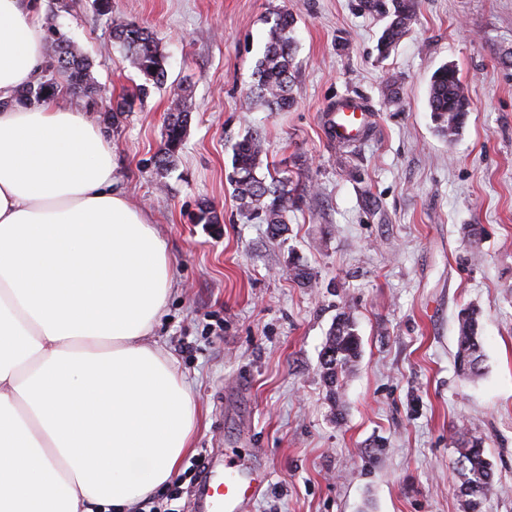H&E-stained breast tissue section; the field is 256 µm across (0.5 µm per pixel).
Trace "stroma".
Returning <instances> with one entry per match:
<instances>
[{
  "label": "stroma",
  "mask_w": 512,
  "mask_h": 512,
  "mask_svg": "<svg viewBox=\"0 0 512 512\" xmlns=\"http://www.w3.org/2000/svg\"><path fill=\"white\" fill-rule=\"evenodd\" d=\"M56 25L88 58L99 93L60 95L101 122L115 176L147 210L173 259L174 289L154 338L184 374L205 418L192 455L165 488L174 512H195L196 455L261 460L267 472L243 512H465L452 439L481 438L496 490L483 512H512V0H418L387 57L386 17L361 0H71ZM297 20L294 106L271 112L250 94L270 18ZM161 40L162 88L118 124L109 101L140 82L112 40V19ZM453 64L469 100L454 139L428 108L429 80ZM191 113L165 176L150 163L167 106ZM373 114L346 148L327 131L338 98ZM266 138L262 168L288 172L303 200L288 229L240 213L229 182L232 147ZM219 216L195 220L199 205ZM298 262L313 274L288 276ZM483 313V372H456L457 314ZM351 312L361 356L328 397L320 351Z\"/></svg>",
  "instance_id": "obj_1"
}]
</instances>
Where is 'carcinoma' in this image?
Masks as SVG:
<instances>
[{
  "label": "carcinoma",
  "mask_w": 512,
  "mask_h": 512,
  "mask_svg": "<svg viewBox=\"0 0 512 512\" xmlns=\"http://www.w3.org/2000/svg\"><path fill=\"white\" fill-rule=\"evenodd\" d=\"M390 2L391 20L378 45L382 55L406 33L417 9V0ZM294 28L295 18L288 7L274 12L264 52L254 70L251 95L272 112L286 110L294 104ZM50 33L56 45V56L46 68L47 75L19 93L17 102L20 104L32 105L64 92L85 96L96 93L91 82L90 64L73 41L56 28ZM112 39L130 55L142 77L143 83L138 87L140 96H146L150 87H161L166 83L164 56L153 32L135 22L114 20ZM428 105L438 131L449 139L457 136L465 123L469 102L456 68L450 69L445 63L433 72ZM131 108L132 102L122 97L105 109L106 120L115 123ZM188 119L189 112L183 100L174 97L168 108L165 140L154 157L156 172L162 174L174 166ZM265 152V139L261 133L255 131L243 136L233 147V171L229 180L239 211L259 217L271 229V236L276 237L286 229L289 209L296 206L302 197L294 195L296 188L288 175L278 173L269 180L257 175ZM480 319V311L474 307L464 308L458 315L456 359L458 370L465 379H472L481 371L484 354ZM359 350L355 320L350 313L343 311L336 316L320 352L322 378L330 397L336 396L340 378L355 362ZM455 442L459 452L457 464L463 478L460 493L471 498L467 507L478 512L474 501H482L495 490L492 468L484 457L482 442L469 437L465 427L455 430Z\"/></svg>",
  "instance_id": "1"
}]
</instances>
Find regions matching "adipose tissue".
<instances>
[{
  "mask_svg": "<svg viewBox=\"0 0 512 512\" xmlns=\"http://www.w3.org/2000/svg\"><path fill=\"white\" fill-rule=\"evenodd\" d=\"M35 0H0V512H131L202 409L152 336L173 260L79 108L17 104L44 66Z\"/></svg>",
  "mask_w": 512,
  "mask_h": 512,
  "instance_id": "adipose-tissue-1",
  "label": "adipose tissue"
}]
</instances>
